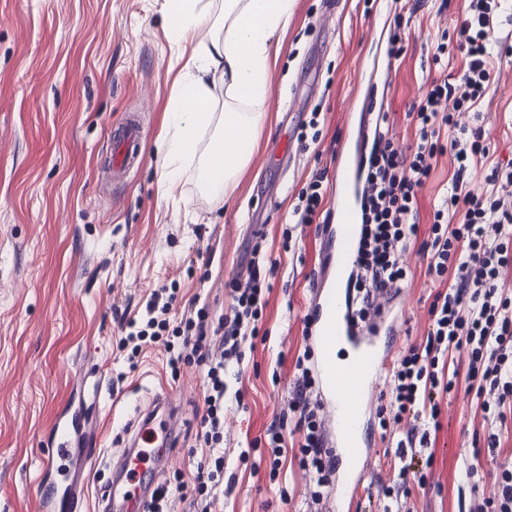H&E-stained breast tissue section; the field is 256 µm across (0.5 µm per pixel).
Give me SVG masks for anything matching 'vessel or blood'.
<instances>
[{"label":"vessel or blood","instance_id":"b4317fda","mask_svg":"<svg viewBox=\"0 0 512 512\" xmlns=\"http://www.w3.org/2000/svg\"><path fill=\"white\" fill-rule=\"evenodd\" d=\"M143 136L137 117H129L110 136L112 172L122 174L136 158ZM369 141L357 137L341 159L338 203L326 227L324 278L315 289L308 312L309 334L319 349L318 377L327 389L330 410L328 446L336 472L345 487L358 486L368 464L372 442L366 425L365 397L389 357V338L395 318L385 298H377L368 322H360L348 301L347 283L358 260L362 178ZM176 409L161 394L136 425L130 448L113 454L118 477L106 497L113 512H145L157 484L156 463L174 451L177 436ZM53 447L47 466L69 467L72 431L58 421L52 432Z\"/></svg>","mask_w":512,"mask_h":512}]
</instances>
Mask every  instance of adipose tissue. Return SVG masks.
Listing matches in <instances>:
<instances>
[{
  "label": "adipose tissue",
  "mask_w": 512,
  "mask_h": 512,
  "mask_svg": "<svg viewBox=\"0 0 512 512\" xmlns=\"http://www.w3.org/2000/svg\"><path fill=\"white\" fill-rule=\"evenodd\" d=\"M292 2L224 0V21L219 24L210 0H164L165 18L179 36L202 28L212 31L187 58L168 112V134L158 157L164 181L179 183L185 162L215 119L212 89L220 84L224 129L211 138L201 172L215 200L232 197L267 120L259 106L270 91V46L287 28Z\"/></svg>",
  "instance_id": "ef3b65f1"
}]
</instances>
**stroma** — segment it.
<instances>
[{"instance_id": "obj_1", "label": "stroma", "mask_w": 512, "mask_h": 512, "mask_svg": "<svg viewBox=\"0 0 512 512\" xmlns=\"http://www.w3.org/2000/svg\"><path fill=\"white\" fill-rule=\"evenodd\" d=\"M164 0H0V512H39L36 478L61 412L99 391L86 414L90 437L79 455L96 450L85 488L86 512H103L112 478L109 451L122 447L127 427L156 393L181 410L177 447L161 482L193 489L204 450L195 433L203 412V370L185 364L172 373L163 344L129 364L117 344L122 319L141 315L158 288L177 289L171 313L208 308L229 312V279L247 278L253 246L280 264L263 318L239 374L242 401L224 405V476L231 489L217 512H310V474L296 458L301 433L286 427L278 471L270 469L266 430L280 420L296 363L309 348L304 327L312 290L324 268V237L314 224L290 226L288 213L313 171L336 175L369 85L402 147L417 135L411 112L431 81L461 74L467 57L442 37L468 12L469 0H295L287 30L271 48L268 120L231 199L215 202L200 185L198 161L179 184L164 188L157 154L175 95L174 81L195 39L168 28ZM403 38L391 56L394 34ZM493 80L461 122L480 127L489 148L470 167V186L512 162V47L490 58ZM320 110L321 136L302 146L300 126ZM139 115L142 160L123 176L111 173L112 127ZM450 154L430 161L420 190V239L450 191ZM292 233V251L282 247ZM408 274L394 304L401 312L392 358L421 344L434 295L454 282L433 279L427 261L409 249ZM454 388L440 402V426L424 453L423 480H410L406 512H467L471 493L497 491L495 476L512 470V424L499 429L494 453L473 455L488 430L480 402L468 395L466 359L447 358ZM390 370L368 398L374 435L372 468L355 494L353 512H394L377 491L396 487L402 460L383 436ZM249 453L256 469L245 468Z\"/></svg>"}]
</instances>
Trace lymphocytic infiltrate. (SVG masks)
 <instances>
[{
  "label": "lymphocytic infiltrate",
  "mask_w": 512,
  "mask_h": 512,
  "mask_svg": "<svg viewBox=\"0 0 512 512\" xmlns=\"http://www.w3.org/2000/svg\"><path fill=\"white\" fill-rule=\"evenodd\" d=\"M502 0H470L468 16L454 31L459 49L468 56L461 76H445L432 81L413 119L418 139L412 152L395 147L389 135L387 116H378L373 145L365 174L362 204V237L358 266L354 275L355 312L366 320L371 301L407 276L403 257L413 241L429 255L428 272L442 278L454 271L455 282L436 293L428 309L429 324L423 345L400 356L393 369L390 386L391 418L382 428L403 426L396 451L405 464L402 474L420 465V446L426 445V413L437 410L440 395L452 384L440 375L438 367L448 352L468 359L471 388L480 399L491 431L488 450H495L496 430L504 425L507 409H512V298L504 294L501 275L512 265V200L493 192L475 193L467 173L472 159L488 150L480 129L458 122L457 115L471 111L492 79L488 64L491 46L500 39L494 21ZM456 129L449 146L458 168L452 190L434 212L427 240H419L416 222L417 195L428 176L430 159L443 147V128ZM325 173L314 174L302 188L291 221L311 224L319 217L327 194ZM461 214L459 224H444L447 215ZM276 263L254 254L247 281L231 280L233 308L230 315L212 323L204 311L182 316L171 325L169 314L178 300L152 294L141 317L128 319L127 334L118 348L128 359H135L144 347L164 343L170 352L171 369L194 361L205 368L204 411L196 439L207 454L197 465L194 512H211L218 492L224 489V401L229 386L225 371L241 363L244 346L257 335L265 294L277 274ZM298 377L288 407L297 416L295 428L303 434L299 462L312 473L316 489L313 504H321L322 489L329 486L334 461L327 446V432L319 417L316 379L311 367L298 363Z\"/></svg>",
  "instance_id": "obj_1"
}]
</instances>
